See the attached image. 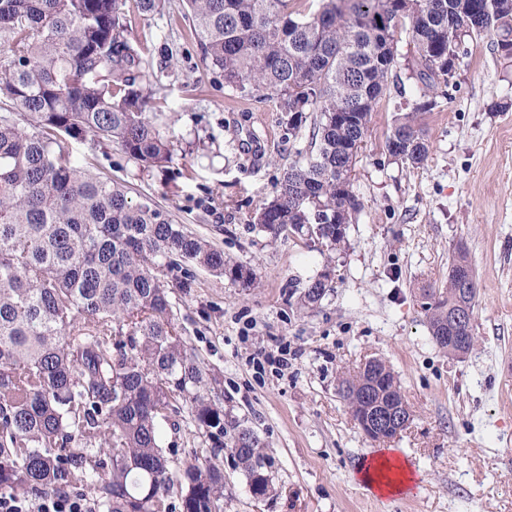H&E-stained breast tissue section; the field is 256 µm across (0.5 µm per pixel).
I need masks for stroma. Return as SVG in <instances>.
I'll return each mask as SVG.
<instances>
[{"label":"stroma","instance_id":"obj_1","mask_svg":"<svg viewBox=\"0 0 512 512\" xmlns=\"http://www.w3.org/2000/svg\"><path fill=\"white\" fill-rule=\"evenodd\" d=\"M131 26L146 48L141 82L168 116L161 132L173 142L172 162L142 171L115 145L65 138L61 147L257 275L245 288L183 260L174 274L192 286L170 293L213 396L274 462L272 491L258 500L220 454L224 512H512V62L493 51L491 36L469 45L447 97L420 117L430 152L417 167L385 150L398 89L412 100L422 92L399 70L401 85L378 103L353 175L362 209L328 261L301 239L252 227L283 169L308 149L309 127L289 136L273 101L231 90L205 69L183 0H164ZM497 103L507 111H494ZM460 247L476 273L479 338L463 358L439 350L419 306L423 288L446 285ZM328 265L334 290L301 307L308 280ZM282 346L287 370L252 364ZM371 357L389 363L411 410L385 444L420 476L407 496L382 498L353 478L385 445L364 435L338 384ZM172 420L164 439L178 460L205 448L188 409Z\"/></svg>","mask_w":512,"mask_h":512}]
</instances>
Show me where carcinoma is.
<instances>
[{"label": "carcinoma", "instance_id": "carcinoma-1", "mask_svg": "<svg viewBox=\"0 0 512 512\" xmlns=\"http://www.w3.org/2000/svg\"><path fill=\"white\" fill-rule=\"evenodd\" d=\"M163 0H0V99L27 116L0 115V495H79L91 512H220L227 451L255 497L271 480L258 435L224 412L174 320L167 288L175 259L192 260L243 287L253 271L193 236L125 185L73 164L58 138L118 144L139 166L171 161L152 93L138 77L142 49L128 16ZM205 67L224 85L276 100L288 134L312 129L303 160L283 170L256 216L273 238L319 232L327 255L344 242L361 203L352 176L378 101L408 35L411 75L424 92L448 86L456 53L448 30L496 36L512 58V0H185ZM415 99L386 137L392 160L428 156ZM333 282L309 281L312 307ZM430 330L466 298L453 279L430 288ZM385 403L404 402L392 378ZM186 405L211 446L190 461L164 446L162 424Z\"/></svg>", "mask_w": 512, "mask_h": 512}]
</instances>
